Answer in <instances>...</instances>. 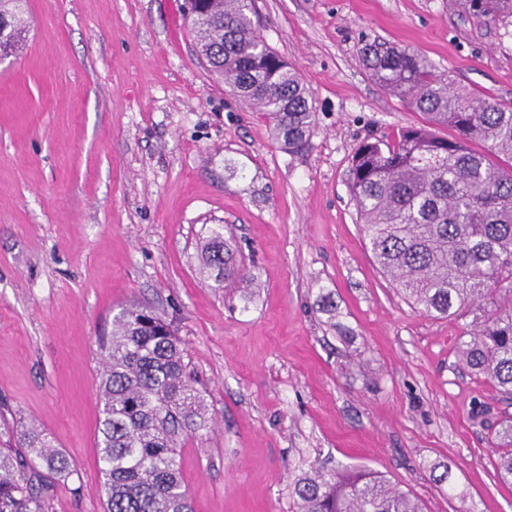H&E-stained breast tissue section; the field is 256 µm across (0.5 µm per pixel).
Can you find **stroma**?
I'll list each match as a JSON object with an SVG mask.
<instances>
[{"mask_svg": "<svg viewBox=\"0 0 512 512\" xmlns=\"http://www.w3.org/2000/svg\"><path fill=\"white\" fill-rule=\"evenodd\" d=\"M185 6L27 0V43L0 62V433L33 423L68 455L69 479L45 481L52 512H104L97 338L142 303L205 390L209 426L180 450L196 512H293L314 462L382 472L428 512H512L490 444L512 400L459 364L468 318L415 310L380 271L347 187L363 139L425 121L362 67L363 44L508 103L512 19L455 0H255L315 106L291 154L198 59ZM216 224L247 272L221 288L201 266Z\"/></svg>", "mask_w": 512, "mask_h": 512, "instance_id": "1", "label": "stroma"}]
</instances>
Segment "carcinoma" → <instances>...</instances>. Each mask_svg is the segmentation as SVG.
<instances>
[{"instance_id": "cac0c4a2", "label": "carcinoma", "mask_w": 512, "mask_h": 512, "mask_svg": "<svg viewBox=\"0 0 512 512\" xmlns=\"http://www.w3.org/2000/svg\"><path fill=\"white\" fill-rule=\"evenodd\" d=\"M25 0H0V50L16 54ZM485 23L512 18V0H456ZM253 0H188L198 55L243 101L257 106L290 153L315 129L312 97L297 71L257 33ZM360 61L381 87L425 124L386 144L356 150L348 188L374 261L427 315L472 317L460 361L512 396V104L490 103L434 73L417 53L367 44ZM436 126L455 136L436 135ZM203 266L219 283L246 275L224 225L210 230ZM103 373L99 459L106 512H195L180 462L182 443L208 424L185 343L154 311L129 306L99 338ZM23 453L0 448V512H50L35 473L72 475L44 430H15ZM500 480L512 485V417L494 431ZM294 512H426L385 474L363 467H312L293 481Z\"/></svg>"}]
</instances>
